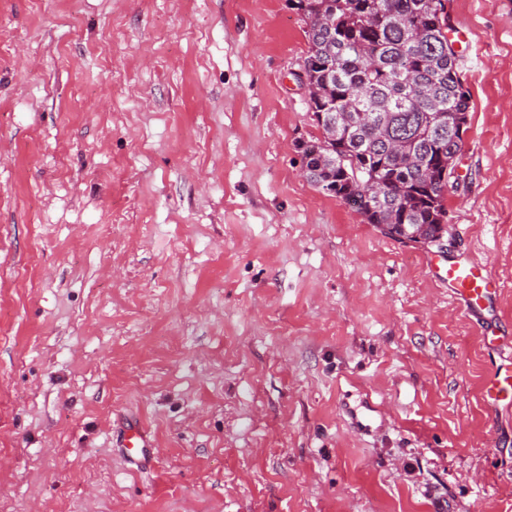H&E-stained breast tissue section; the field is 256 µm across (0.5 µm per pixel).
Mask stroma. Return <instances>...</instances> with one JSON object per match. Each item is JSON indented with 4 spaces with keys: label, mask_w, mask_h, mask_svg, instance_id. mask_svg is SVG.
Wrapping results in <instances>:
<instances>
[{
    "label": "stroma",
    "mask_w": 512,
    "mask_h": 512,
    "mask_svg": "<svg viewBox=\"0 0 512 512\" xmlns=\"http://www.w3.org/2000/svg\"><path fill=\"white\" fill-rule=\"evenodd\" d=\"M448 10L442 250L307 181L286 0H0V512H512V0ZM442 281L448 285L451 296L458 299L471 313L488 303L497 293V283L487 268L475 261H448ZM486 401L492 406L512 404V365L496 369L484 387Z\"/></svg>",
    "instance_id": "1"
}]
</instances>
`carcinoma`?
<instances>
[{"mask_svg": "<svg viewBox=\"0 0 512 512\" xmlns=\"http://www.w3.org/2000/svg\"><path fill=\"white\" fill-rule=\"evenodd\" d=\"M309 21L306 76L313 114L340 113L336 136L298 144L318 153L305 168L320 191L361 210L363 196L382 191L364 211L395 238L440 223L448 161L459 152L456 120L470 96L448 38L446 0H288Z\"/></svg>", "mask_w": 512, "mask_h": 512, "instance_id": "cac0c4a2", "label": "carcinoma"}]
</instances>
